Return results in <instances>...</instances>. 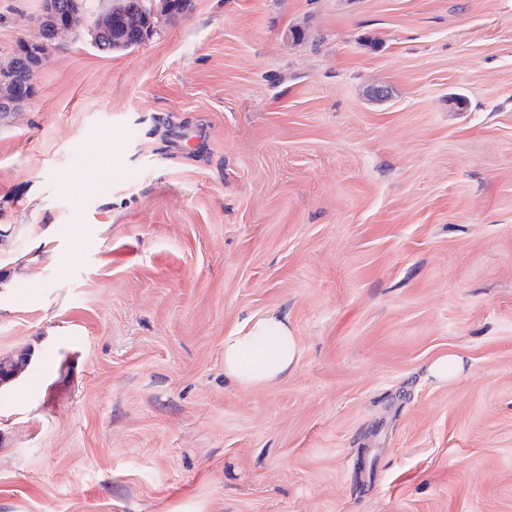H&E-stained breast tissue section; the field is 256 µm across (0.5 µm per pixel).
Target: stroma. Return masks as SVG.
<instances>
[{"label":"stroma","instance_id":"obj_1","mask_svg":"<svg viewBox=\"0 0 512 512\" xmlns=\"http://www.w3.org/2000/svg\"><path fill=\"white\" fill-rule=\"evenodd\" d=\"M93 32L0 117V512H512V0ZM268 313L301 357L246 388ZM297 336L274 314L249 317L224 336V374L249 388H263L294 372ZM463 369V360L455 355H442L430 364L429 372L437 382H447Z\"/></svg>","mask_w":512,"mask_h":512}]
</instances>
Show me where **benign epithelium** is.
<instances>
[{
  "label": "benign epithelium",
  "mask_w": 512,
  "mask_h": 512,
  "mask_svg": "<svg viewBox=\"0 0 512 512\" xmlns=\"http://www.w3.org/2000/svg\"><path fill=\"white\" fill-rule=\"evenodd\" d=\"M173 13V0H158L149 15L143 13L135 0H121L118 8L100 17L96 25L101 30L123 28L142 43L156 31L160 17ZM84 22L82 0H67L64 6L60 0H44V14L37 22L35 35L22 42L7 62H0V116L32 98L34 74L45 60L49 46Z\"/></svg>",
  "instance_id": "benign-epithelium-1"
}]
</instances>
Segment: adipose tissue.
<instances>
[{
    "label": "adipose tissue",
    "instance_id": "1",
    "mask_svg": "<svg viewBox=\"0 0 512 512\" xmlns=\"http://www.w3.org/2000/svg\"><path fill=\"white\" fill-rule=\"evenodd\" d=\"M297 336L281 317H249L224 337V373L249 388H263L294 372Z\"/></svg>",
    "mask_w": 512,
    "mask_h": 512
}]
</instances>
